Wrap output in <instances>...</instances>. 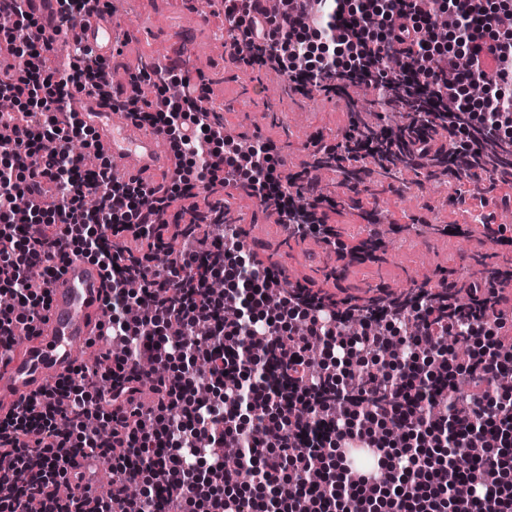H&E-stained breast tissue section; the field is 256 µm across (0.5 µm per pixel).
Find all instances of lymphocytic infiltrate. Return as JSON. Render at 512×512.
<instances>
[{
  "label": "lymphocytic infiltrate",
  "instance_id": "obj_1",
  "mask_svg": "<svg viewBox=\"0 0 512 512\" xmlns=\"http://www.w3.org/2000/svg\"><path fill=\"white\" fill-rule=\"evenodd\" d=\"M29 2L0 0L15 23L0 29V98L12 103L0 110V130L14 135L0 150V368L22 336L37 335L49 285L70 260L100 266L109 315L94 364L0 420V462L10 465L0 473V512H269V492L285 512H512L502 482L512 469V384L503 381L512 337L502 309L511 269L363 302L280 284L245 255L240 225L207 220L223 215L230 186L277 201L289 237L316 235L342 262L349 250L314 183L324 161L353 193L360 175L393 160L431 172L460 158L457 178L512 185V9L494 0H316L311 15L222 0L237 63L275 70L303 94L371 86L402 121L392 137L353 122L284 176L276 147L227 134L179 63L140 67L132 90L147 82L156 93L138 98L131 115L179 159L154 185L117 178L104 158L92 170L83 164L94 145L70 100L101 90L107 61L62 49L77 46L76 20L98 12L100 0H55L48 25ZM441 16L448 50L434 32ZM220 143L232 154L218 153ZM179 199L192 200V223H170ZM172 237L180 247L169 252ZM226 273L234 289H208ZM174 323L180 335H169ZM451 336L479 343L460 360ZM350 349L366 362L345 372L321 362L326 352L343 362ZM272 358L283 382L266 373ZM144 381L157 404L128 409ZM269 412L278 436L262 442L251 431ZM356 424L400 438H360ZM356 440L376 450V468L340 485L309 484ZM229 444L242 450L234 469L224 465ZM103 467L121 480L87 493L86 476Z\"/></svg>",
  "mask_w": 512,
  "mask_h": 512
}]
</instances>
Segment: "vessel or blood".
Instances as JSON below:
<instances>
[{
	"label": "vessel or blood",
	"mask_w": 512,
	"mask_h": 512,
	"mask_svg": "<svg viewBox=\"0 0 512 512\" xmlns=\"http://www.w3.org/2000/svg\"><path fill=\"white\" fill-rule=\"evenodd\" d=\"M85 45L96 54L111 56L114 48L109 17L78 19ZM71 110L96 134L98 152L123 161L122 177L151 174L172 167L173 154L158 132L141 134L129 116L112 112L100 93H79ZM107 283L98 265L72 260L49 286L47 322L39 336L24 341L23 350L0 369V418L19 404L39 398L45 388L68 375L82 360L98 325L106 318Z\"/></svg>",
	"instance_id": "1"
}]
</instances>
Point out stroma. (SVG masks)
Masks as SVG:
<instances>
[{
	"mask_svg": "<svg viewBox=\"0 0 512 512\" xmlns=\"http://www.w3.org/2000/svg\"><path fill=\"white\" fill-rule=\"evenodd\" d=\"M112 3L114 18L128 35L118 40L109 65L131 72L161 50L170 57L181 52L190 59L197 49H205L203 68L194 69L188 62L183 75L204 79L209 104L223 115L227 127L247 138L260 135L280 148L281 174L301 170L310 159L314 140L333 144L349 127L353 114L347 100L318 93L301 98L284 89L274 94L267 80L234 63L219 0ZM228 207L245 217V244L257 259L277 262L290 280L326 288L340 297L365 299L380 288L398 293L415 281L463 282L484 263L512 266V247L503 248L486 237L483 226L474 221L480 215L501 224L503 211L512 210L508 185L485 193L449 174L436 182L412 170L402 171L395 185L371 184L351 207L330 213L329 221L337 225L342 241L353 247L374 231L371 217L385 216L393 229L386 240V259L346 269L336 284L325 279L335 256L318 238L288 240L284 227L245 195L234 194ZM440 224H465L470 233L443 234L436 230Z\"/></svg>",
	"mask_w": 512,
	"mask_h": 512,
	"instance_id": "stroma-1",
	"label": "stroma"
}]
</instances>
